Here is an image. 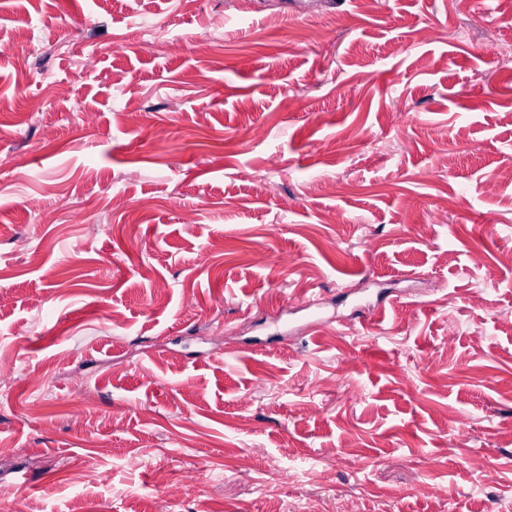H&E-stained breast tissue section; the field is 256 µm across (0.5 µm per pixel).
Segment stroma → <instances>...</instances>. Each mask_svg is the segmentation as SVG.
Returning a JSON list of instances; mask_svg holds the SVG:
<instances>
[{
  "mask_svg": "<svg viewBox=\"0 0 512 512\" xmlns=\"http://www.w3.org/2000/svg\"><path fill=\"white\" fill-rule=\"evenodd\" d=\"M506 43L512 0H0V512H285L320 468L512 512ZM177 494L167 483H164L156 489L148 502V512H171Z\"/></svg>",
  "mask_w": 512,
  "mask_h": 512,
  "instance_id": "1",
  "label": "stroma"
}]
</instances>
